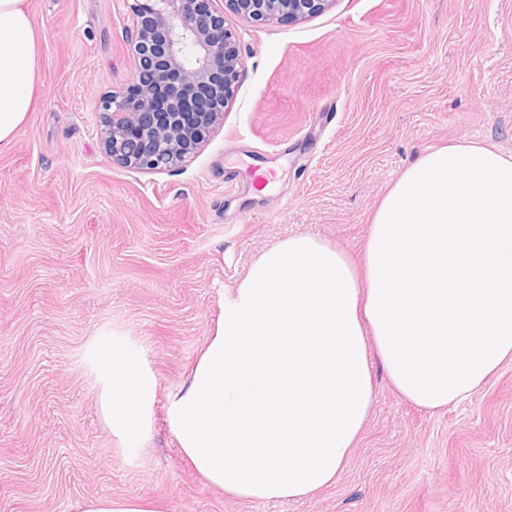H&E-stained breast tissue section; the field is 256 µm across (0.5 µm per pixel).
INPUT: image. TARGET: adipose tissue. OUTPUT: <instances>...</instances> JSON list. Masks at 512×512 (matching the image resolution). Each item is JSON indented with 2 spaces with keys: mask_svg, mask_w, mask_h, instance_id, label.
Wrapping results in <instances>:
<instances>
[{
  "mask_svg": "<svg viewBox=\"0 0 512 512\" xmlns=\"http://www.w3.org/2000/svg\"><path fill=\"white\" fill-rule=\"evenodd\" d=\"M39 56L26 0H0V143L32 109ZM374 359L432 411L512 359V155L466 143L419 156L376 207L362 266L305 233L264 250L166 397L142 352L108 336L94 347L112 434L141 442L163 403L206 483L250 501L336 483L369 416Z\"/></svg>",
  "mask_w": 512,
  "mask_h": 512,
  "instance_id": "obj_1",
  "label": "adipose tissue"
}]
</instances>
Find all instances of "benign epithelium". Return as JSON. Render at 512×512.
I'll return each mask as SVG.
<instances>
[{"instance_id": "benign-epithelium-1", "label": "benign epithelium", "mask_w": 512, "mask_h": 512, "mask_svg": "<svg viewBox=\"0 0 512 512\" xmlns=\"http://www.w3.org/2000/svg\"><path fill=\"white\" fill-rule=\"evenodd\" d=\"M138 94L101 101V143L114 162L142 170L183 163L224 119L243 67L237 32L210 0H126ZM334 0H225L242 21L296 22Z\"/></svg>"}]
</instances>
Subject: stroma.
I'll list each match as a JSON object with an SVG mask.
<instances>
[{"instance_id": "stroma-1", "label": "stroma", "mask_w": 512, "mask_h": 512, "mask_svg": "<svg viewBox=\"0 0 512 512\" xmlns=\"http://www.w3.org/2000/svg\"><path fill=\"white\" fill-rule=\"evenodd\" d=\"M35 103L0 144V512H81L96 497L163 512H512V361L427 412L374 366L368 421L336 484L254 503L205 484L155 408L144 443L112 437L90 352L145 354L159 395L197 359L234 286L299 232L360 260L372 214L428 149L512 154V0H336L237 30L224 122L163 171L112 162L101 97L134 77L125 0H27ZM272 173L258 190L255 170Z\"/></svg>"}]
</instances>
